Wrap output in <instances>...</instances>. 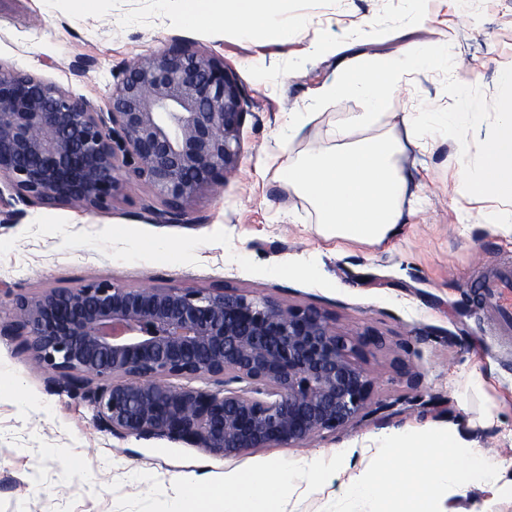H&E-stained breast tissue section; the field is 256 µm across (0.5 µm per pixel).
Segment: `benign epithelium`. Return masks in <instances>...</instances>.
<instances>
[{
  "instance_id": "benign-epithelium-1",
  "label": "benign epithelium",
  "mask_w": 512,
  "mask_h": 512,
  "mask_svg": "<svg viewBox=\"0 0 512 512\" xmlns=\"http://www.w3.org/2000/svg\"><path fill=\"white\" fill-rule=\"evenodd\" d=\"M246 106L224 61L178 37L126 64L105 109L0 63V223L23 216L11 209L20 202L105 209L133 185L154 191L158 216L179 220L235 168ZM0 335L24 337L50 383L119 437L237 456L296 447L385 409L361 342L324 310L222 286L98 280L16 293Z\"/></svg>"
}]
</instances>
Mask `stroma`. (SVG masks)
Returning <instances> with one entry per match:
<instances>
[{"instance_id": "stroma-1", "label": "stroma", "mask_w": 512, "mask_h": 512, "mask_svg": "<svg viewBox=\"0 0 512 512\" xmlns=\"http://www.w3.org/2000/svg\"><path fill=\"white\" fill-rule=\"evenodd\" d=\"M177 0H0V63L34 73L98 106L122 67L181 37L223 59L247 99L237 168L203 189L190 220L161 222L145 185L112 206L24 205L15 224L0 223V285L32 294L108 280L127 287L225 286L285 305L316 306L337 327L363 338L359 361L375 379V416L299 447L214 455L167 438L102 431L80 397L51 387L21 349L0 336V512H167L194 474L203 488L232 469H263L318 452L358 448L414 428H451L492 449L497 489L449 494V512H512V318L474 302L496 269L512 270V237L495 228L496 197L458 191L461 166L480 164L504 123L512 87V0H285L282 19H306L283 40L233 28L189 26ZM439 46L444 65L409 74L374 130L398 114L439 115L456 105L468 80L476 133L457 143L446 129L408 145L401 168L409 216L388 243L327 239L309 200L281 181V167L314 146L331 147L337 127L367 111L356 97L324 98L346 64L390 66ZM305 112L298 132L288 115ZM444 402L448 416L430 412ZM486 428L477 422L485 416ZM342 477L302 483L286 512H343Z\"/></svg>"}]
</instances>
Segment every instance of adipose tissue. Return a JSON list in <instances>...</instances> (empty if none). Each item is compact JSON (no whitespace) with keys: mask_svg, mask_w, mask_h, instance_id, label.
<instances>
[{"mask_svg":"<svg viewBox=\"0 0 512 512\" xmlns=\"http://www.w3.org/2000/svg\"><path fill=\"white\" fill-rule=\"evenodd\" d=\"M186 24L234 25L249 34L268 30L291 37L300 23L277 24L282 0H180ZM407 68L350 66L343 78L328 87L326 97L363 96L370 109L357 121L367 126L374 110L390 104L393 91ZM502 132L489 144L486 160L477 167L463 168L459 185L475 195L500 199L498 228L512 235V101ZM404 135L387 131L347 140L338 132L335 146L311 150L301 162L284 168L282 180L302 193L314 206L318 231L363 244H381L401 231L407 181L399 166L405 140H418L429 129L423 115L405 113ZM353 449L330 455L312 454L298 468L274 464L262 470H235L225 474L218 492L202 491L193 478L183 484L194 499V512H213V498H220V512H284L282 501L298 487L303 477L323 480L333 473L344 476L346 497L351 501L378 499L385 512H446L442 494L451 489L466 494L478 484L499 480L498 462L476 440H466L449 431L409 430L382 439L373 454L377 466L364 476L351 463Z\"/></svg>","mask_w":512,"mask_h":512,"instance_id":"obj_1","label":"adipose tissue"}]
</instances>
